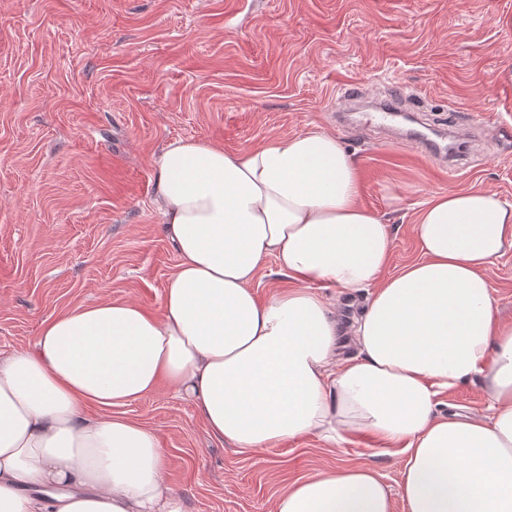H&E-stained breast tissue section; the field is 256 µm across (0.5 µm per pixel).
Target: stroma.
Returning <instances> with one entry per match:
<instances>
[{
	"instance_id": "stroma-1",
	"label": "stroma",
	"mask_w": 512,
	"mask_h": 512,
	"mask_svg": "<svg viewBox=\"0 0 512 512\" xmlns=\"http://www.w3.org/2000/svg\"><path fill=\"white\" fill-rule=\"evenodd\" d=\"M350 83L367 104L344 128ZM394 83L424 110L392 127L466 143L455 175L369 122ZM316 131L353 156L362 204L390 224L389 273L420 258L411 224L430 196L474 185L512 203V0H0V357L76 306L161 313L179 263L156 203L169 143L234 153ZM438 401L487 406L475 380ZM125 413L158 435L186 512H271L294 480L348 464L401 496L398 457L370 439L241 453L165 386Z\"/></svg>"
}]
</instances>
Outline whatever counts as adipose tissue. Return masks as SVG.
<instances>
[{"label":"adipose tissue","instance_id":"obj_1","mask_svg":"<svg viewBox=\"0 0 512 512\" xmlns=\"http://www.w3.org/2000/svg\"><path fill=\"white\" fill-rule=\"evenodd\" d=\"M156 180L179 258L162 312L77 306L0 359V512H183L157 434L123 413L164 385L239 451L356 435L397 448L405 512H512V322L485 275L512 251V204L472 187L433 195L412 224L420 260L390 275V226L361 204L332 134L237 153L176 141ZM269 258L295 285L262 301ZM327 286L370 289L351 326ZM475 377L485 416L438 411ZM272 512L395 504L375 469L339 465L290 484Z\"/></svg>","mask_w":512,"mask_h":512}]
</instances>
